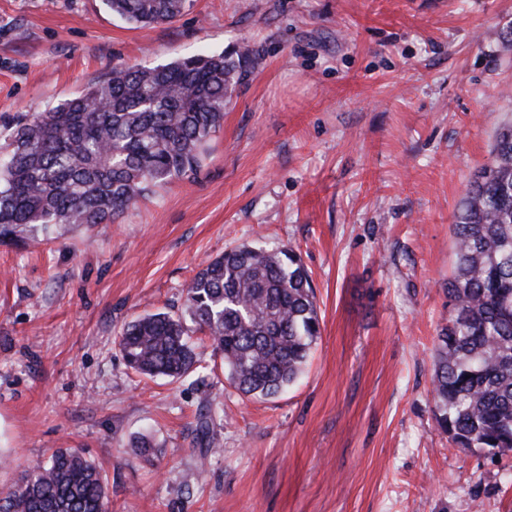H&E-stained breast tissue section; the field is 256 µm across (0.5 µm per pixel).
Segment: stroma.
Masks as SVG:
<instances>
[{
    "mask_svg": "<svg viewBox=\"0 0 512 512\" xmlns=\"http://www.w3.org/2000/svg\"><path fill=\"white\" fill-rule=\"evenodd\" d=\"M509 29L512 0H192L149 28L105 0H0V158L17 117L112 67L243 39L258 58L195 175L115 223L0 245V485L74 448L112 512H512V452L454 448L431 393L453 216L512 124ZM241 243L294 248L312 277L299 379L244 397L207 347L198 382L128 368L125 324L184 314L201 265ZM206 413L223 451L203 470Z\"/></svg>",
    "mask_w": 512,
    "mask_h": 512,
    "instance_id": "35a3bbf8",
    "label": "stroma"
}]
</instances>
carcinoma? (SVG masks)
Masks as SVG:
<instances>
[{
    "instance_id": "carcinoma-1",
    "label": "carcinoma",
    "mask_w": 512,
    "mask_h": 512,
    "mask_svg": "<svg viewBox=\"0 0 512 512\" xmlns=\"http://www.w3.org/2000/svg\"><path fill=\"white\" fill-rule=\"evenodd\" d=\"M139 28L180 17L189 0H107ZM252 50L199 55L153 68L115 67L49 112L19 122L0 162V244L39 230L111 224L159 185L196 173L224 109L249 72ZM470 183L453 224L448 323L438 333L431 384L436 422L458 448L512 451V127ZM183 318L140 315L119 346L137 374L185 381L208 365L209 341L241 395L276 397L302 374L321 335L311 276L291 249L242 243L210 259L187 288ZM201 459L219 451L212 418L195 427ZM0 512H109L104 476L64 448L0 488Z\"/></svg>"
}]
</instances>
